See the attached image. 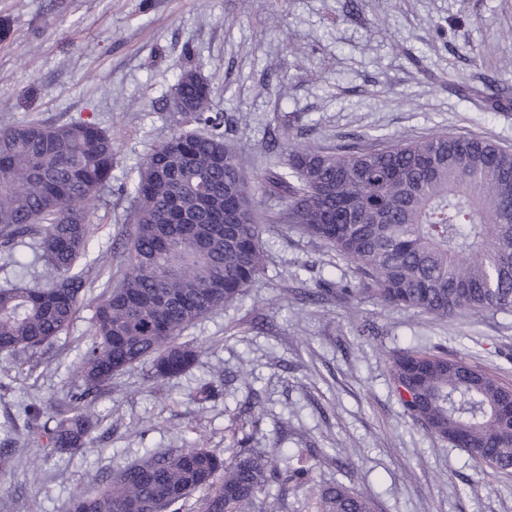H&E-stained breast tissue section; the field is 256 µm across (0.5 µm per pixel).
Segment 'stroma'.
Returning <instances> with one entry per match:
<instances>
[{"label": "stroma", "mask_w": 512, "mask_h": 512, "mask_svg": "<svg viewBox=\"0 0 512 512\" xmlns=\"http://www.w3.org/2000/svg\"><path fill=\"white\" fill-rule=\"evenodd\" d=\"M187 67L209 82L241 163L258 173L274 161L272 129L312 147L446 132L512 148V107L487 112L456 90L492 95L490 77L512 90V0H360L354 11L347 0H0V126L82 116L112 136V181L91 207L101 246L133 226L120 183L183 128L172 98ZM258 222L265 273L189 329L205 346L199 364L159 388L143 364L116 376L87 447L51 448L22 409L65 399L91 307L45 351L0 354V440L16 448L0 512H63L147 448L201 438L224 450L244 434L247 401L261 418L250 447L311 467L314 487L343 483L377 512H512V474L403 415L387 361L389 350L438 344L512 388V313L442 322L370 298L350 307L334 288L354 282L351 266L289 223L282 202L263 197ZM358 317L375 335L356 334ZM212 378L218 396L198 400Z\"/></svg>", "instance_id": "1"}]
</instances>
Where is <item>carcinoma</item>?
<instances>
[{
	"label": "carcinoma",
	"mask_w": 512,
	"mask_h": 512,
	"mask_svg": "<svg viewBox=\"0 0 512 512\" xmlns=\"http://www.w3.org/2000/svg\"><path fill=\"white\" fill-rule=\"evenodd\" d=\"M173 107L208 133L173 134L121 185L135 204L133 229L118 242L123 274L93 301L74 367L78 392L40 426L51 447L89 444L98 391L129 367L148 364L155 385L196 367L203 344L185 332L265 273L260 193L353 265L357 283L340 288L349 302L370 297L441 321L461 309L512 312L511 148L446 133L336 150L289 142L254 174L221 131L224 113L201 74L181 72ZM112 168V137L94 121L0 127V253L28 247L48 271L44 284L0 288L1 355L35 353L68 334L91 293L90 263L112 269L110 247L89 259L97 227L87 210ZM388 363L406 416L512 473V389L430 349L401 348ZM311 472L281 469L278 453L246 437L222 454L199 441L171 453L146 448L97 489L74 493L65 512H282L270 485L305 488ZM312 508L374 512L367 495L340 482L314 492Z\"/></svg>",
	"instance_id": "carcinoma-1"
}]
</instances>
